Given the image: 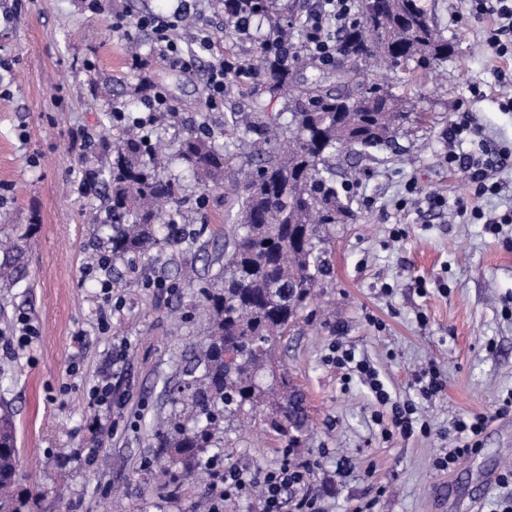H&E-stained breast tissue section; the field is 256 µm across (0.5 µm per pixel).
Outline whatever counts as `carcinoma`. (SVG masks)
Segmentation results:
<instances>
[{
    "label": "carcinoma",
    "mask_w": 512,
    "mask_h": 512,
    "mask_svg": "<svg viewBox=\"0 0 512 512\" xmlns=\"http://www.w3.org/2000/svg\"><path fill=\"white\" fill-rule=\"evenodd\" d=\"M226 81L247 86L248 75L264 81L272 94L292 96L288 125L275 118L242 134L257 136L260 152L237 197L240 222L232 225L229 250L211 287L204 290L209 330L198 373L179 388L185 417L165 438L160 472L177 465L208 467L224 448L220 425L229 418L260 420L287 447L307 435L303 395L286 373H272L275 346L296 325L323 276V224H348L356 214L339 195L336 151L365 155L388 144L416 112L408 98L387 83L367 77L369 60L406 75L405 84L422 88L430 74L454 52L430 24L424 0H378L369 12L358 9L353 22L336 32V59L323 67L307 49L306 24L273 14L276 0H222ZM255 27L253 58L238 66L231 46L239 23ZM269 25L272 38L262 32ZM292 63L283 62L285 49ZM227 145L211 134L189 129L172 152L158 158L148 140L128 130L112 141L107 169L112 254L135 262L161 242H177L184 227L180 212L160 204L179 202L180 185L167 172L176 160L205 190L224 186ZM27 278L25 249L0 242V291ZM19 451L10 417L0 416V512H36L37 495L19 485Z\"/></svg>",
    "instance_id": "cac0c4a2"
}]
</instances>
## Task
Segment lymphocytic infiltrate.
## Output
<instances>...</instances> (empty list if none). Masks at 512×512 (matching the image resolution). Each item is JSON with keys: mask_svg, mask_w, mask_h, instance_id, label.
Here are the masks:
<instances>
[{"mask_svg": "<svg viewBox=\"0 0 512 512\" xmlns=\"http://www.w3.org/2000/svg\"><path fill=\"white\" fill-rule=\"evenodd\" d=\"M322 10L311 13L306 19L310 39L309 49L324 62L335 58V42L325 37L326 28L342 29L349 24L354 15V0H322ZM477 15L494 16L503 19V26L491 29L486 39L488 46L497 56L512 55V0H471ZM188 0H179L170 18L162 19L143 15L136 19L135 25L140 29L152 30L166 51L176 57L184 58L186 66H194L195 56L185 55L180 43L172 34L190 13ZM506 150L492 146L485 147L481 157L474 158L455 152L449 153L450 166L466 169L469 174L470 192L473 198H480L488 190L491 173L505 159ZM332 364L337 368L348 370L358 375L368 384L380 406L389 408L391 424L401 436L409 437L414 433L429 434L428 425L419 424L416 418L417 407L413 403L399 404L393 402L389 393L378 378L374 368L358 360L354 352L341 344H333ZM488 418L482 414L462 416L455 420L451 432L453 445L445 449L434 460L437 470L447 471L455 468L460 461L479 448L480 437L486 428ZM315 462L296 463L284 460L274 467L259 470H242L227 468L214 471L217 483L213 508L223 512L224 504L229 500L248 498L259 495L261 512H283L284 496L291 490L300 491L301 496L295 503V512H323L319 495L311 490Z\"/></svg>", "mask_w": 512, "mask_h": 512, "instance_id": "lymphocytic-infiltrate-1", "label": "lymphocytic infiltrate"}]
</instances>
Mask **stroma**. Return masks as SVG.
<instances>
[{"instance_id":"35a3bbf8","label":"stroma","mask_w":512,"mask_h":512,"mask_svg":"<svg viewBox=\"0 0 512 512\" xmlns=\"http://www.w3.org/2000/svg\"><path fill=\"white\" fill-rule=\"evenodd\" d=\"M199 24L183 41L192 49L213 36L210 51L185 68L166 56L151 31L135 32L141 68H133L129 37L118 15L171 13L176 0H0V214L4 232L28 243V277L0 296V413L16 430L23 486L39 495L38 512H106L113 495L123 512H211L209 488L184 468L161 474L162 440L152 424L180 411L174 388L199 359L208 313L201 288L224 258V241L243 193L241 169L250 162L248 138L231 114L255 124L287 117L286 97L262 82L226 85L224 103H206L211 65L224 57L216 40L224 25L221 0H190ZM441 38L455 46L438 83L422 87L419 105L432 121L397 135L368 156L344 151L338 169L349 183L357 219L327 224V267L321 297L301 312L276 346V358L302 392L313 433L292 450L297 461L327 456L313 476L325 512H502L512 484V415L495 411L512 390V157L493 179L496 192L479 200L480 214L460 213L468 193L465 170L450 167L448 129L468 114L476 133L465 143L512 147V60L482 43L492 20L475 16L468 0H426ZM162 89L176 108L153 127L152 145L178 141L206 126L229 145L224 186L203 191L181 172V223L198 229L192 245L166 244L148 258L113 257L101 227L107 208L104 172L121 128L113 106L147 116L146 103ZM86 136L89 149L73 139ZM93 173L89 193L78 189ZM500 217L489 231L483 215ZM194 265L196 285L179 273ZM112 281L104 301L103 277ZM37 334L18 348L20 319ZM354 351L379 374L397 403L416 402L432 435H386L375 398L359 378L326 362L333 342ZM436 365L444 388L422 399L416 375ZM108 382L111 411L91 401ZM489 422L482 444L450 471L433 460L451 442L440 431L461 416ZM97 447L92 460L84 451ZM283 444L262 425H228L224 466L253 469L279 463Z\"/></svg>"}]
</instances>
